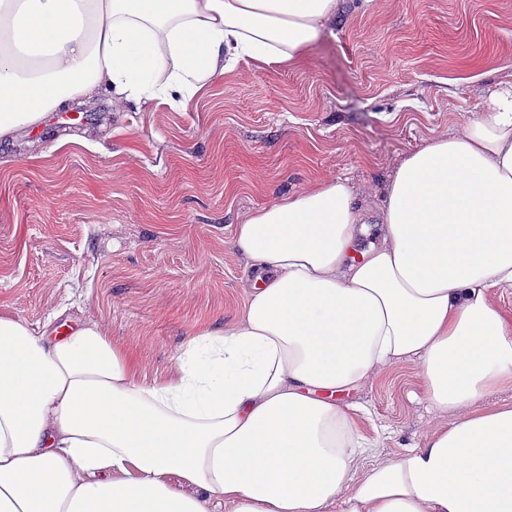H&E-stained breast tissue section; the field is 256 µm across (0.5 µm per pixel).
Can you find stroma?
I'll return each mask as SVG.
<instances>
[{"label": "stroma", "mask_w": 512, "mask_h": 512, "mask_svg": "<svg viewBox=\"0 0 512 512\" xmlns=\"http://www.w3.org/2000/svg\"><path fill=\"white\" fill-rule=\"evenodd\" d=\"M348 0L296 68L241 64L185 104L108 93L0 143V314L55 328L94 320L168 375L197 330L236 318L251 211L313 181L382 189L397 162L453 132L512 81V0ZM373 442L360 469L420 443L434 411L417 362L342 393Z\"/></svg>", "instance_id": "stroma-1"}]
</instances>
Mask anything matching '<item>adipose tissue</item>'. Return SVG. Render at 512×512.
<instances>
[{"mask_svg":"<svg viewBox=\"0 0 512 512\" xmlns=\"http://www.w3.org/2000/svg\"><path fill=\"white\" fill-rule=\"evenodd\" d=\"M344 0H0V141L95 96L199 92L240 63L301 64ZM348 178L249 213L234 322L172 378L89 320L52 338L0 315V512H512V83L401 159L359 250ZM419 364L439 419L357 474L341 393ZM452 417L443 425V417Z\"/></svg>","mask_w":512,"mask_h":512,"instance_id":"obj_1","label":"adipose tissue"}]
</instances>
